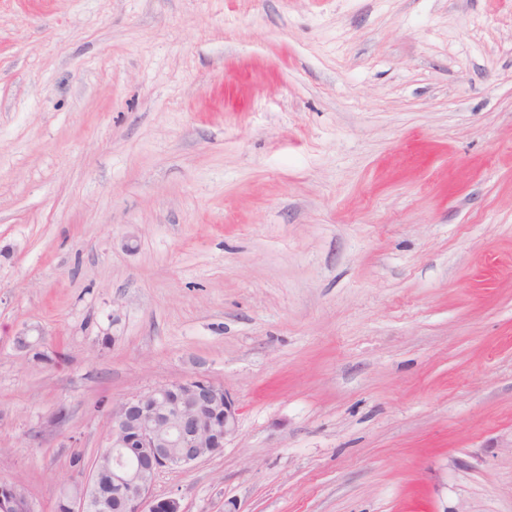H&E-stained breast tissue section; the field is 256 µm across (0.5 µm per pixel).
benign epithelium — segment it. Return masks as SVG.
<instances>
[{"mask_svg": "<svg viewBox=\"0 0 512 512\" xmlns=\"http://www.w3.org/2000/svg\"><path fill=\"white\" fill-rule=\"evenodd\" d=\"M236 412L224 387L200 373L135 394L109 411L112 458H97L58 500L66 512H182L178 499L152 494L156 474L224 448ZM3 491L10 506L35 512L22 488L7 484Z\"/></svg>", "mask_w": 512, "mask_h": 512, "instance_id": "benign-epithelium-1", "label": "benign epithelium"}]
</instances>
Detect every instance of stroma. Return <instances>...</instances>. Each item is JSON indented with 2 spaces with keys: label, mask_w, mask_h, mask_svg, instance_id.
Wrapping results in <instances>:
<instances>
[{
  "label": "stroma",
  "mask_w": 512,
  "mask_h": 512,
  "mask_svg": "<svg viewBox=\"0 0 512 512\" xmlns=\"http://www.w3.org/2000/svg\"><path fill=\"white\" fill-rule=\"evenodd\" d=\"M196 373L184 512H512V0H0V482Z\"/></svg>",
  "instance_id": "1"
}]
</instances>
